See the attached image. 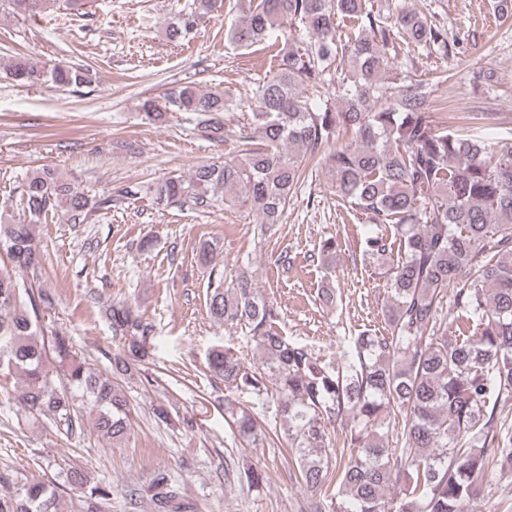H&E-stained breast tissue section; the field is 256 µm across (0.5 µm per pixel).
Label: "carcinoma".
I'll use <instances>...</instances> for the list:
<instances>
[{
	"mask_svg": "<svg viewBox=\"0 0 512 512\" xmlns=\"http://www.w3.org/2000/svg\"><path fill=\"white\" fill-rule=\"evenodd\" d=\"M247 2L226 29L230 44L248 50L276 35L293 46L246 104L192 83L173 89L161 106L151 97L143 101L149 124L193 112L207 137H236L241 146L233 158L159 181L154 201L202 215L240 204L266 232L282 223L309 163L324 159L341 206L376 227L362 246L383 269L386 328L351 337V361L327 360L281 333L278 307L251 273L242 270L227 284L224 273H210V319L245 326L259 354L256 365L229 348L208 354L209 372L224 383V420L243 442L260 445L267 431L236 395L277 396L290 463L307 487L325 490L314 512H465L484 479L512 470V427L499 413L512 402V138L480 140L436 121L431 95L448 80L445 70L427 80L385 77L391 53L404 47L443 58L451 53L447 30L420 13L402 8L384 17L371 0ZM42 3L6 0L5 6L24 16ZM217 4L192 0L168 36L189 37ZM66 10L95 18L93 0H66ZM6 74L21 85L92 83L88 68L33 57L14 60ZM332 83L337 102L330 108L318 99ZM236 110L247 123L235 130ZM251 126L261 134L258 144L246 133ZM116 202L110 194L85 193L51 166L36 168L24 188L30 222L0 219V249L13 267L38 270L46 261L35 234L43 216L60 208L77 222ZM394 245L397 260L387 265ZM53 306L47 291L21 292L0 271V375L24 374L19 403L57 435L82 431L75 409L82 401L95 412L96 429L120 447L132 419L123 382L141 373L151 326L124 302L106 306L125 348L105 374L78 359L67 337L47 335L41 319ZM398 417L401 447L389 448ZM343 420L351 455L334 465L328 426ZM58 477L79 493L71 507L61 506L60 486L27 477L0 495V512H112V485L69 465ZM147 490L155 512H196L163 473Z\"/></svg>",
	"mask_w": 512,
	"mask_h": 512,
	"instance_id": "obj_1",
	"label": "carcinoma"
}]
</instances>
